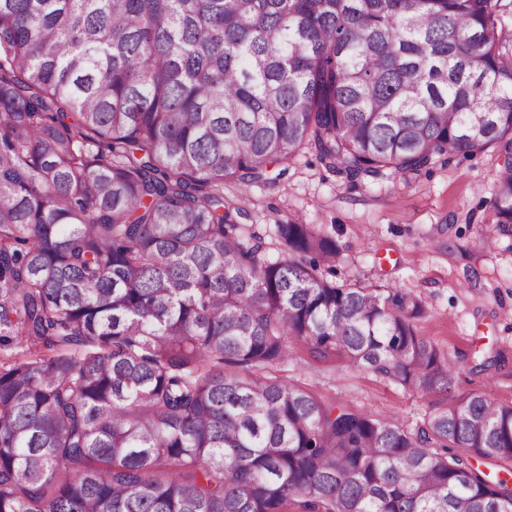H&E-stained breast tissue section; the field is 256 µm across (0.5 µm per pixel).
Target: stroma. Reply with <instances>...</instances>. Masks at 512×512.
<instances>
[{
  "mask_svg": "<svg viewBox=\"0 0 512 512\" xmlns=\"http://www.w3.org/2000/svg\"><path fill=\"white\" fill-rule=\"evenodd\" d=\"M503 160L490 149L450 156L410 180L387 176L352 182L304 150L284 176L246 187L229 184L270 255L282 246L275 227L313 224L336 239L341 255L326 276L339 284L394 287L419 298L418 335L455 363L459 390H484L512 403V235L492 222L490 201ZM284 363L265 374L380 421L415 430L435 408L391 380L342 357L316 358L296 340ZM497 362L473 373V353Z\"/></svg>",
  "mask_w": 512,
  "mask_h": 512,
  "instance_id": "stroma-1",
  "label": "stroma"
}]
</instances>
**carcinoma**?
I'll list each match as a JSON object with an SVG mask.
<instances>
[{"mask_svg": "<svg viewBox=\"0 0 512 512\" xmlns=\"http://www.w3.org/2000/svg\"><path fill=\"white\" fill-rule=\"evenodd\" d=\"M502 0H0V512H512V404L336 240L238 224L303 149L354 181L492 147L512 224ZM445 400L410 432L260 375L288 338ZM462 448L447 457L438 448Z\"/></svg>", "mask_w": 512, "mask_h": 512, "instance_id": "cac0c4a2", "label": "carcinoma"}]
</instances>
